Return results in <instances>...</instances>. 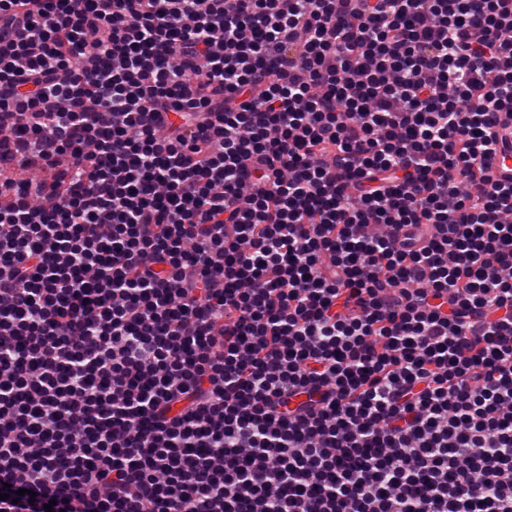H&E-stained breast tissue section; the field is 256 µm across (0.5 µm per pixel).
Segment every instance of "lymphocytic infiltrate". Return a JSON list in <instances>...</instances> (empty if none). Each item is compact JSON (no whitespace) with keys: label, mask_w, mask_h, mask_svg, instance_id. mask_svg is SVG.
<instances>
[{"label":"lymphocytic infiltrate","mask_w":512,"mask_h":512,"mask_svg":"<svg viewBox=\"0 0 512 512\" xmlns=\"http://www.w3.org/2000/svg\"><path fill=\"white\" fill-rule=\"evenodd\" d=\"M503 111L512 0H0V512H512Z\"/></svg>","instance_id":"1"}]
</instances>
